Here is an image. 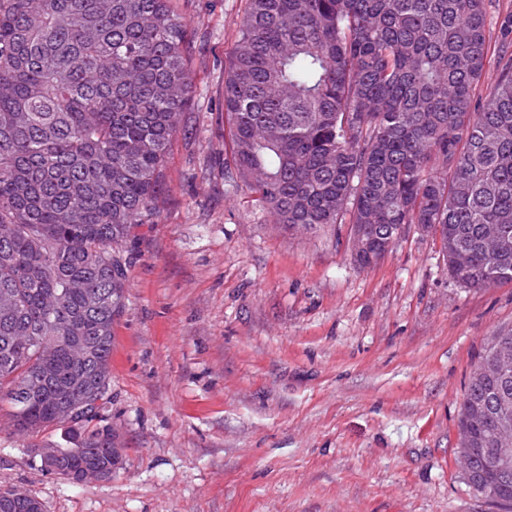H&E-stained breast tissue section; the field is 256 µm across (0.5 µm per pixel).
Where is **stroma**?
Segmentation results:
<instances>
[{"instance_id":"35a3bbf8","label":"stroma","mask_w":512,"mask_h":512,"mask_svg":"<svg viewBox=\"0 0 512 512\" xmlns=\"http://www.w3.org/2000/svg\"><path fill=\"white\" fill-rule=\"evenodd\" d=\"M246 0H174L193 92L156 215L123 243L113 326L121 448L106 481L45 472L0 413V486L44 512H506L471 488L457 421L512 283L462 287L434 232L409 227L359 267L350 225L285 230L224 180V60Z\"/></svg>"}]
</instances>
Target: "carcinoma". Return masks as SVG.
<instances>
[{
  "instance_id": "obj_1",
  "label": "carcinoma",
  "mask_w": 512,
  "mask_h": 512,
  "mask_svg": "<svg viewBox=\"0 0 512 512\" xmlns=\"http://www.w3.org/2000/svg\"><path fill=\"white\" fill-rule=\"evenodd\" d=\"M171 2L0 0V402L17 431L59 423L77 371L110 385L119 246L157 208L193 88ZM489 25L486 0H247L224 65L232 183L288 230L370 225L360 266L428 224L461 286L512 282V13ZM488 359L458 447L482 470L469 485L512 507L496 419L468 423ZM105 406L66 420L78 452L60 465L109 462Z\"/></svg>"
}]
</instances>
